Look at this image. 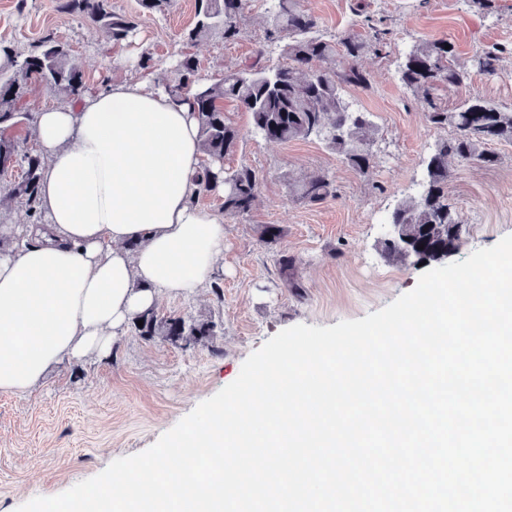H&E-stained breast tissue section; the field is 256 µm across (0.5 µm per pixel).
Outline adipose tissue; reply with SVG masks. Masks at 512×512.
Wrapping results in <instances>:
<instances>
[{
  "label": "adipose tissue",
  "instance_id": "1",
  "mask_svg": "<svg viewBox=\"0 0 512 512\" xmlns=\"http://www.w3.org/2000/svg\"><path fill=\"white\" fill-rule=\"evenodd\" d=\"M34 131L46 221L0 252V393L17 396L53 366L111 350L134 314L224 266L222 218L191 202L197 122L155 74L42 108Z\"/></svg>",
  "mask_w": 512,
  "mask_h": 512
}]
</instances>
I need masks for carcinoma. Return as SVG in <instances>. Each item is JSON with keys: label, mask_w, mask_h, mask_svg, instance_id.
<instances>
[{"label": "carcinoma", "mask_w": 512, "mask_h": 512, "mask_svg": "<svg viewBox=\"0 0 512 512\" xmlns=\"http://www.w3.org/2000/svg\"><path fill=\"white\" fill-rule=\"evenodd\" d=\"M266 39L278 43L286 63L262 66L245 64L220 79H205L198 73L196 60L184 54L162 86L174 100L193 91L189 102L197 120L203 154L195 176L193 200L224 187V214L244 216L257 198L259 175L251 167H224L226 156L234 151L240 131L224 114V100L232 99L252 117V132L268 141L321 140L344 157L354 170L365 173L374 163L373 147L379 128L369 112H361L346 98L351 87L368 84L359 60L370 51L386 47L383 29L371 38L338 34L326 38L318 34V19L305 12L300 0H264ZM249 0H194L195 21L184 33V40L196 43L214 35L224 42L241 34L240 18ZM57 11L77 15L100 29L114 42L127 39L136 27L133 19L112 11L110 0H57ZM448 40H420L404 54L400 81L426 111L428 122L448 129L451 137L439 139L425 163V172L416 191L400 200L390 211L387 224L393 236L382 242V252L392 263L404 264L411 258L423 263L442 264L448 249L460 241L461 220L448 204V160L476 161L482 167L497 163L490 146L512 144V110L480 97H468L450 108L442 93L459 89L471 80V66L494 75L502 47L461 61ZM0 52L12 57V72L0 79V130L21 124L17 104L23 89L32 83L51 86L68 98L82 95L83 74L69 63V50L55 33L46 32L20 58L7 46ZM324 61L327 66L316 67ZM21 178L0 185V206L16 199L24 201L34 223H41L38 210L44 160L33 151H22L19 141L0 133V175L14 167ZM290 196L310 204H321L334 196L333 181L323 171L288 178ZM143 321L138 326L137 321ZM131 327L146 341H160L187 350L213 343L216 323L177 314H162L157 307L145 309L131 319Z\"/></svg>", "instance_id": "cac0c4a2"}]
</instances>
